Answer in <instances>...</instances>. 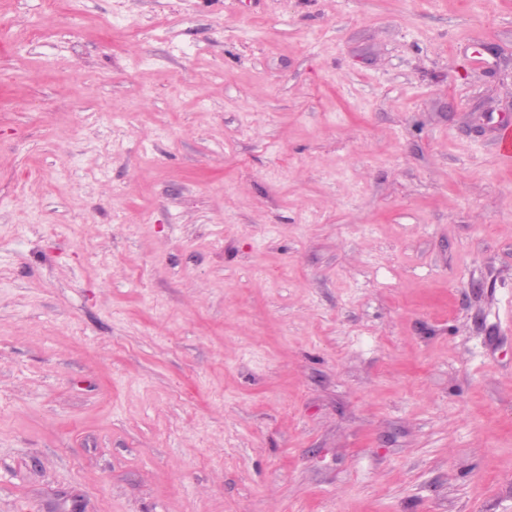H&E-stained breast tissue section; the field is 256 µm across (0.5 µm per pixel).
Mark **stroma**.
I'll use <instances>...</instances> for the list:
<instances>
[{
	"label": "stroma",
	"mask_w": 512,
	"mask_h": 512,
	"mask_svg": "<svg viewBox=\"0 0 512 512\" xmlns=\"http://www.w3.org/2000/svg\"><path fill=\"white\" fill-rule=\"evenodd\" d=\"M506 127L512 0H0V512H512Z\"/></svg>",
	"instance_id": "1"
}]
</instances>
